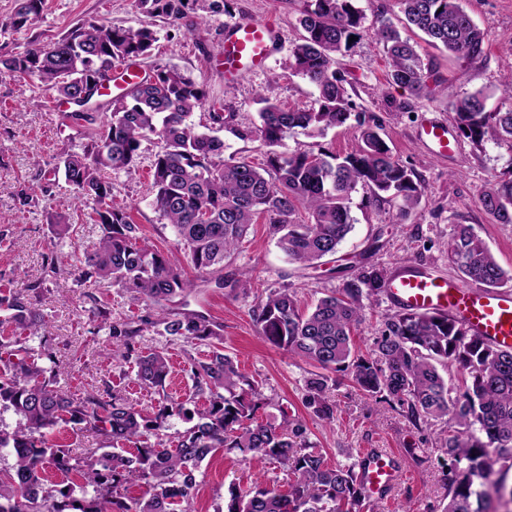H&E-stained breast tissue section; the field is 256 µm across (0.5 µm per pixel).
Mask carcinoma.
I'll return each mask as SVG.
<instances>
[{
  "mask_svg": "<svg viewBox=\"0 0 512 512\" xmlns=\"http://www.w3.org/2000/svg\"><path fill=\"white\" fill-rule=\"evenodd\" d=\"M356 0H310L301 12L304 30L293 46L289 66L312 84L316 106L290 110L268 97L261 99L260 126L234 128L246 141L257 139L267 148L266 167L241 157H224V140L198 129L195 110L205 93L179 69L159 67L128 83L121 95L106 102L110 114L96 122L92 91L102 87L118 63L146 57L157 41L156 19L175 24L184 18L182 0H134L144 16L138 26L112 25L93 18L43 44L31 40L23 50L0 56V75L39 83L80 108L68 115L86 135L82 151L61 158L45 175L63 174L76 208L91 209L101 239L86 254L80 283L99 293L119 287L158 310L153 327L187 342L214 345L204 361L191 364L195 393L208 405L190 409L186 403L163 398L145 413L125 399L109 395L77 396L60 387V371L50 350L21 343L0 355V414L16 415L14 427L0 421V451L14 463L0 471V512H196L194 491L199 465L221 448H235L280 464L288 472V490L263 480L231 487L226 512H363L364 497L355 468L331 466L309 445L298 421L279 425L258 421L264 405L254 382L217 343L222 329L199 313H170L165 304L193 287L182 261L200 274L224 265V258L264 216L277 244L292 261L305 266L334 256L354 219L348 206L357 187L368 188L375 200L400 201L406 214L418 203L417 174L398 160L379 133L380 124L355 112V104L336 70L337 55L348 50L349 38L359 36L364 19ZM409 28L458 59L483 54L486 29L473 22L459 0H396ZM44 0H20L5 26L28 31L40 19ZM375 35L382 44L389 80L419 97L426 83L421 56L411 37L404 36L379 12ZM459 135L476 143L486 138L512 143V108L486 111L481 92L451 101ZM355 118L360 143L344 156L326 151L288 150V137L302 131L324 135ZM155 137L162 143L151 163L152 205L176 234L175 249L164 253L138 244V227L128 208L112 199V179L105 172L136 166L141 142ZM483 208L501 224H512V177L501 179L482 199ZM448 263L462 278L482 288L497 289L512 282V271L500 266L470 224H456L448 238ZM390 276L374 265H363L343 288L318 300L303 313L286 289L270 293L253 311L259 334L320 368L307 381L306 405L324 420L334 419L329 397L332 372H346L367 395L392 402L412 422L443 423V447L448 455L443 512H491L489 500L504 497L503 477L495 465L512 463V351L473 336L453 317L441 313L398 311L384 322L371 355L356 352L352 333L363 319V300L385 291ZM7 322L34 333L43 321L37 302L20 293H0ZM113 343L131 352L132 340L143 328L129 320L112 319V310L97 309ZM456 366L461 386L451 388L440 366ZM141 383L164 387L170 374L166 355L150 352L136 358ZM178 417L198 422L169 448L144 442L150 432L166 428ZM90 424L108 445L99 454L76 458L70 450L49 443L62 424ZM133 443L130 459L115 451ZM62 474V487H47L41 474ZM140 483L145 494L124 501L121 491Z\"/></svg>",
  "mask_w": 512,
  "mask_h": 512,
  "instance_id": "1",
  "label": "carcinoma"
}]
</instances>
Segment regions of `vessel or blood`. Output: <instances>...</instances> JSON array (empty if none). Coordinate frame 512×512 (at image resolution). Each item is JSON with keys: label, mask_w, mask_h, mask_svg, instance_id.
Wrapping results in <instances>:
<instances>
[{"label": "vessel or blood", "mask_w": 512, "mask_h": 512, "mask_svg": "<svg viewBox=\"0 0 512 512\" xmlns=\"http://www.w3.org/2000/svg\"><path fill=\"white\" fill-rule=\"evenodd\" d=\"M281 42L278 27L271 22L238 21L224 29L220 62L227 82L266 69ZM417 139L433 154L455 157L459 144L447 124L424 119ZM396 308L411 312H440L462 322L471 334L486 338L503 349H512V291H487L465 286L430 273L420 267L397 270L385 291ZM362 492L368 502L387 496L399 482L402 472L395 457L374 450L360 461Z\"/></svg>", "instance_id": "1"}]
</instances>
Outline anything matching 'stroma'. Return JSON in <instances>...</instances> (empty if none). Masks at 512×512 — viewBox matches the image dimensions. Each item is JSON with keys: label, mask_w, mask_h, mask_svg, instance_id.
I'll list each match as a JSON object with an SVG mask.
<instances>
[{"label": "stroma", "mask_w": 512, "mask_h": 512, "mask_svg": "<svg viewBox=\"0 0 512 512\" xmlns=\"http://www.w3.org/2000/svg\"><path fill=\"white\" fill-rule=\"evenodd\" d=\"M459 2L477 25L489 31L481 57L459 60L430 45L422 33L413 35L423 61L435 67L442 90L419 98L388 81L374 22L382 9L394 25L403 26L404 16L394 0H357L364 14L361 34L336 64L357 111L381 124V135L394 158L420 178L417 206L402 217L396 202H376L369 189H357L350 199L353 231L336 256L308 268L290 261L265 218H258L220 272L202 276L186 268L194 287L174 305L176 311L199 312L222 325L225 354L258 384L267 401L258 420L302 421L310 444L332 466L359 463L366 451L376 449L397 458L403 477L380 503V512H442L448 457L442 450L440 423H410L399 410L364 395L341 373L330 393L336 404L334 421L314 416L305 408L304 398L305 383L315 365L267 343L257 333L252 311L280 288L293 291L301 309H310L319 298L354 278L363 262L391 273L412 266L454 276L448 263V235L456 224L473 225L499 264L512 271V224L497 222L479 202L497 179L512 173V144L489 139L477 145L464 138L460 154L445 161L414 142L421 119L454 124L447 94L461 97L481 90L488 95V111L512 106V90L505 85L512 75V0ZM303 6L304 0H195L179 24L157 22V41L137 68L149 73L159 66H174L191 76L206 92L204 112L216 109L227 117L225 129L219 132L225 154L261 160L265 149L259 142L242 141L232 133L238 126H259V98L272 97L291 110L311 108L317 98L315 88L288 68L290 50L303 35L298 23ZM88 18L134 26L140 16L132 0H45L35 33L46 42ZM239 20L273 21L284 38L264 72L238 80L229 91L217 53L225 23ZM71 110L54 91L0 77V290L24 294L40 286L44 320L28 343L55 353L63 371L61 384L70 393L110 392L146 411L164 397L204 407L205 399L194 394L190 366L207 358L209 346L160 335L147 325L134 339L136 354L166 352L171 366L164 388L148 387L136 377L134 357H121L108 329L101 327L97 310L105 306L114 318L147 324L154 319L155 309L120 288L87 297L78 283L84 256L97 245L101 230L89 215L71 207V192L64 180L50 182L44 177L59 158L83 144L81 134L69 125ZM358 136L351 121L320 137L294 135L288 147L343 156L357 148ZM160 149L158 140L143 141L137 166L113 176L112 192L116 204L130 208L141 241L166 252L176 245L175 233L151 204V161ZM54 215L76 225L73 238L53 237L50 218ZM221 278H239L243 284L221 288L217 285ZM394 312L385 295L367 301L354 333L360 354L372 353L386 316ZM257 476L282 487L288 484V474L279 464L258 457L245 463L238 451L218 450L199 467L198 512H224L230 486L248 485Z\"/></svg>", "instance_id": "obj_1"}]
</instances>
